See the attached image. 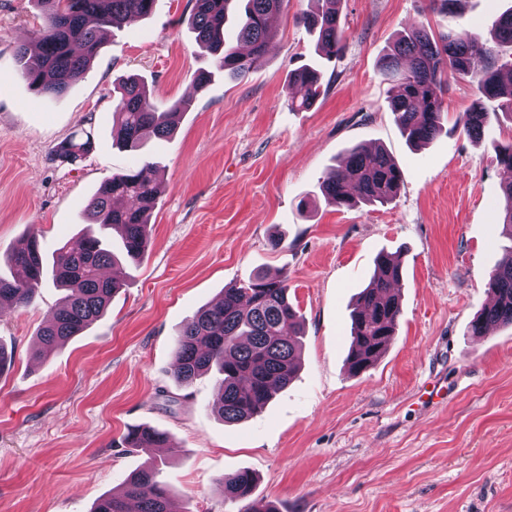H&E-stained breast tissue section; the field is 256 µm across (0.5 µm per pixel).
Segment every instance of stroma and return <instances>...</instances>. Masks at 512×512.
<instances>
[{"label": "stroma", "instance_id": "obj_1", "mask_svg": "<svg viewBox=\"0 0 512 512\" xmlns=\"http://www.w3.org/2000/svg\"><path fill=\"white\" fill-rule=\"evenodd\" d=\"M195 0H157L150 16L104 35L98 57L62 95L33 94L15 61L43 23L36 0H0V256L37 231L44 254L77 242L83 214L112 174L152 162L160 184L151 242L105 313L49 357L38 332L61 292L45 281L32 304L0 307V512H92L146 457L181 512H246L219 481L248 470L255 498L279 512H512V326L468 333L490 301L486 283L511 241L498 145L512 122L497 102L481 139L457 127L478 99L450 81V125L407 144L388 108L379 62L412 26L434 35L467 22L488 30L512 0H341L343 49L320 61L290 0L272 22L263 65L242 79L217 71L188 20ZM321 62L322 92L294 111L288 73ZM213 71L196 89L197 71ZM137 75L166 103L191 100L171 137L142 154L112 146L113 87ZM90 132L93 150L63 162L53 148ZM384 147L402 171L384 205L338 208L320 184L348 150ZM279 238L278 248L269 241ZM400 252L401 315L382 358L351 375V304L379 252ZM288 276L304 325L301 367L260 415L228 424L214 374L174 380V340L224 288L256 271ZM171 439L151 454L125 448L128 428Z\"/></svg>", "mask_w": 512, "mask_h": 512}]
</instances>
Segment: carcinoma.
Returning <instances> with one entry per match:
<instances>
[{
  "mask_svg": "<svg viewBox=\"0 0 512 512\" xmlns=\"http://www.w3.org/2000/svg\"><path fill=\"white\" fill-rule=\"evenodd\" d=\"M44 24L29 43L16 49V60L30 89L39 96L65 93L90 67L101 48L100 34L120 28L134 17L150 15L156 0H40ZM317 9L300 16L316 34V49L330 62L342 50L340 0H316ZM288 7V0H195L189 20L196 41L216 54L217 69L244 77L259 67L274 38L270 18ZM512 47V8L500 14L487 39L466 25L435 38L423 28L398 35L380 60V74L391 85L389 109L407 140L417 146L444 131V94L449 78L469 77L480 96L497 99L512 117V75L504 78L497 65V48ZM288 84L304 91L291 97L295 110L308 108L323 85L322 69L302 65L288 75ZM117 123L112 142L126 151L142 149L146 140L166 138L174 118L191 107L180 100L167 112L151 101L152 93L137 76L114 88ZM487 120L481 101L462 113L459 124L472 139L482 136ZM92 147L89 132L72 134L54 148L74 162ZM399 167L382 148L351 149L345 160L322 181L325 201L336 207L391 202L400 189ZM504 209L501 234L512 241V180L502 185ZM159 185L128 168L112 174L91 197L87 216L91 228L74 245L65 244L51 257L30 232L10 249L7 262L23 271L21 279L0 275V304L31 303L46 275L65 295L38 333L40 357L88 329L106 311L123 281L105 279L102 271L124 258L138 264L150 245V215ZM375 273L359 293L351 314L348 369L360 374L385 353L401 312L394 292L402 279L400 256L381 252ZM492 294L471 323L469 333L483 336L491 326L512 325V246L486 283ZM302 325L288 298V276L258 273L224 289L221 299L198 310L178 335L174 347V377L183 386L211 370L218 374L217 413L227 423L250 419L263 411L275 392L294 378L299 364ZM134 450L170 444L158 430L134 426L124 438ZM255 476L248 470L226 474L220 481L226 501L251 497ZM92 512H180L165 486L157 480L154 462L147 461L124 484L122 493L100 499Z\"/></svg>",
  "mask_w": 512,
  "mask_h": 512,
  "instance_id": "carcinoma-1",
  "label": "carcinoma"
}]
</instances>
